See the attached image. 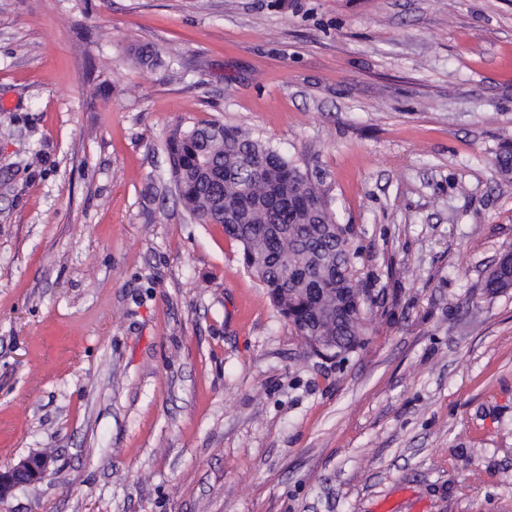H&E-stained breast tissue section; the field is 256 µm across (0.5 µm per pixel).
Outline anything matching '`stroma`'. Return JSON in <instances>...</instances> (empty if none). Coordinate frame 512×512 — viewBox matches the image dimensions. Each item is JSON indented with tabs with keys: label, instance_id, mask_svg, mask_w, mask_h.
Returning <instances> with one entry per match:
<instances>
[{
	"label": "stroma",
	"instance_id": "35a3bbf8",
	"mask_svg": "<svg viewBox=\"0 0 512 512\" xmlns=\"http://www.w3.org/2000/svg\"><path fill=\"white\" fill-rule=\"evenodd\" d=\"M213 119L349 226L346 360L158 182ZM1 126L0 512H512V0H0ZM511 256V251H506L503 254L500 255L498 261L494 265V268L492 269L491 273L488 276V279L486 281V288L488 291L492 293H497L499 291L505 290L511 286L512 283V266L501 264L498 265L499 260L505 256L509 255ZM55 462L56 458L51 452L43 451L29 454L16 463L1 467L0 504L6 501L16 489L43 480Z\"/></svg>",
	"mask_w": 512,
	"mask_h": 512
}]
</instances>
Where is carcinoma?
<instances>
[{"instance_id":"cac0c4a2","label":"carcinoma","mask_w":512,"mask_h":512,"mask_svg":"<svg viewBox=\"0 0 512 512\" xmlns=\"http://www.w3.org/2000/svg\"><path fill=\"white\" fill-rule=\"evenodd\" d=\"M171 191L200 224H220L245 269L298 333L321 323L345 336V360L365 341L367 299L355 279L348 232L311 177L267 141L218 120L178 124L166 139ZM512 286L494 266L492 293Z\"/></svg>"}]
</instances>
